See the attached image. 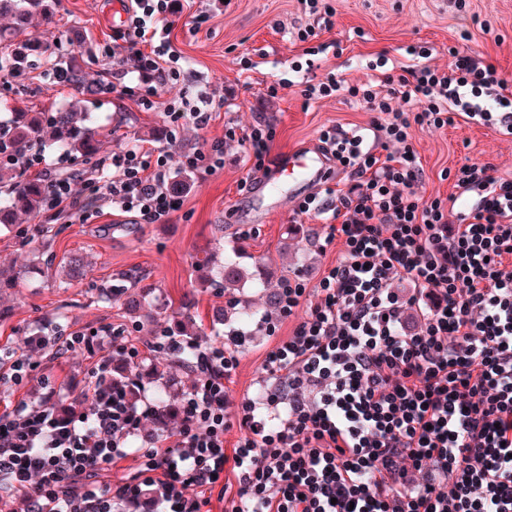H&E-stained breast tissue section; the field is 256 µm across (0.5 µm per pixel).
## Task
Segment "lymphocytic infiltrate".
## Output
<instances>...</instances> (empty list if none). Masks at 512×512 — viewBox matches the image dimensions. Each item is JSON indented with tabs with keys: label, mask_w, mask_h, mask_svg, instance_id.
<instances>
[{
	"label": "lymphocytic infiltrate",
	"mask_w": 512,
	"mask_h": 512,
	"mask_svg": "<svg viewBox=\"0 0 512 512\" xmlns=\"http://www.w3.org/2000/svg\"><path fill=\"white\" fill-rule=\"evenodd\" d=\"M174 0H128L127 23L104 47L112 74L102 93L121 92L152 108L181 76L168 38ZM399 70L378 57L373 79L328 74L302 81L305 101L344 97L372 115L348 133L321 130V149L347 176L302 198L295 216L325 224V244L341 241L336 264L315 287L283 281L281 319L305 318L262 360L272 385L262 401L231 404L227 385L240 364L235 338L198 346L197 380L181 395L176 434L127 446L146 418L114 384L111 352L136 357L123 332L104 324L73 332L61 348L108 347L91 371L87 411L58 420L52 401L0 412V512H114V502L151 501L155 512H203L232 469L231 512H512V177L489 164L453 174L468 208L449 210L416 191L423 177L409 141L412 125L443 128L455 119L495 126L512 117V84L497 68L452 46L448 66L408 50ZM212 98L171 102L167 144L112 155L109 168L72 170L43 149L22 159L0 151L46 184L43 213L87 220V202L149 224L168 223L175 196L165 183L171 159L189 171L224 167L225 141L244 143L251 170L271 163L273 130L256 117L247 132L225 129L209 150L169 146L186 122L208 125ZM242 435L225 448L231 423ZM135 456V472L114 482L103 470Z\"/></svg>",
	"instance_id": "lymphocytic-infiltrate-1"
}]
</instances>
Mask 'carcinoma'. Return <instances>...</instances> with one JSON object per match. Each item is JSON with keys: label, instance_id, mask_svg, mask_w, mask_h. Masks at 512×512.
Instances as JSON below:
<instances>
[{"label": "carcinoma", "instance_id": "carcinoma-1", "mask_svg": "<svg viewBox=\"0 0 512 512\" xmlns=\"http://www.w3.org/2000/svg\"><path fill=\"white\" fill-rule=\"evenodd\" d=\"M59 0H0V17L10 20L9 25L0 28V73H23L30 66L31 58L42 56L49 51V45L33 25L39 20L44 25L55 22ZM64 71L74 75L80 83L81 94L96 95V88L84 82L78 67H64L63 60L55 61L49 72ZM10 139L7 143L12 152L21 154L31 146L40 143L69 156L75 161L93 160L101 144V126L98 117L90 112L83 101L69 103L53 112L51 126L41 120V114L25 108H9ZM0 185L4 186V195L0 196V225L12 227L17 224L18 215L37 217L42 211L44 185L37 178H26L7 166L0 173ZM192 178L183 171L175 172L168 182V191L180 196L191 189ZM197 266L204 272L199 279L202 288H221L232 293L249 283L260 290L270 307H277L280 300L279 285L262 276L259 267L252 269L232 260L218 259V253L211 252L197 260ZM130 286L122 289L118 299L129 314H137L143 309L149 291L136 287L139 276L135 272L124 275ZM250 320L248 308L242 303L224 311L219 321L224 325H245ZM194 328L193 318L187 312L173 315L170 325L164 330L175 336H186ZM146 368L132 371L126 357L120 353L112 354V381L124 386H132L133 395L140 397L142 382L156 384L153 417L158 428H166L176 416L177 398L170 391L168 373L171 365L191 367L196 363L194 351L186 349L174 355L148 351L144 357Z\"/></svg>", "mask_w": 512, "mask_h": 512}]
</instances>
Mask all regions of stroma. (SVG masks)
Here are the masks:
<instances>
[{
	"label": "stroma",
	"instance_id": "1",
	"mask_svg": "<svg viewBox=\"0 0 512 512\" xmlns=\"http://www.w3.org/2000/svg\"><path fill=\"white\" fill-rule=\"evenodd\" d=\"M336 9V25L320 32L322 43L340 42L343 53L326 51L315 58L313 72H335L351 83L367 82L369 60L387 53L395 65L413 61L408 46L428 44L431 61L445 65L448 49L461 46L498 69L512 83V0H469L466 11H458L454 0H331ZM177 14L169 38L185 61V75L164 87L152 109L136 100L113 95H96L91 106L104 125L99 159L135 146L151 147L146 132L165 124L168 101L207 94L223 97V107L214 109L205 127L187 124L181 144L208 150L223 138L226 126H249L256 113H263L273 128L271 156L275 163L264 174H252L247 154L236 142L224 148V168L213 174L194 173L192 189L183 194V207L169 223L148 224L133 213L114 209L102 201L86 222L78 218L55 220L46 236L30 238L31 219H22L19 229L0 230V272H23L19 287L0 289V348L21 349L40 364L22 386L0 381V412L18 401L40 405L46 394L55 403L72 402L75 392L87 389L90 371L100 350L76 349L62 360H54L55 343L34 348L31 337L65 335L89 331L108 323L126 330L125 339L144 347L146 339L162 329L169 318L188 309L196 328L210 331L214 308L229 304L231 294L197 286L198 257L214 251L211 227H224V254L244 264H265L280 279L298 277L315 284L322 269L334 264L342 245H324L320 220L304 219L311 233L289 250L280 241L292 218L294 200L309 194L301 183L285 185L289 197L282 202L260 191L262 183L278 177L279 162L300 147L317 150L319 134L338 125L352 132L368 126L372 115L352 102L337 97L305 104L299 87L266 95L270 83L291 78L292 64L305 63L309 43L299 41L296 31L312 23L300 0H175ZM208 12L210 20L194 28L191 19ZM124 14L123 0H60L56 21L44 37L55 42L70 29L87 35L84 47L75 48L78 59H90L89 78L110 69L111 59L89 57L96 46L111 44L112 35ZM468 41H461L462 31ZM45 60H38L20 89H0V122L8 121L7 105L19 104L34 112H44L75 98L80 91L43 78ZM410 140L424 169L420 195L448 198L455 189L446 173L470 160L496 167L498 175L512 177V139L494 129L464 119L441 129L412 126ZM81 254L87 264L82 281L66 284L59 268L70 254ZM138 270L141 287L150 294L146 308L153 322L129 317L117 303L105 301L103 290L123 287L122 273ZM239 299L249 301L253 322L245 326L246 338L240 348V365L228 386L231 402L258 395L261 363L274 339L256 330L255 322L269 310L254 289H241Z\"/></svg>",
	"mask_w": 512,
	"mask_h": 512
}]
</instances>
